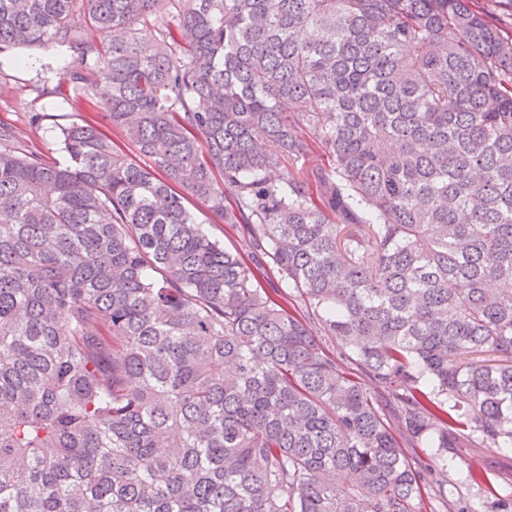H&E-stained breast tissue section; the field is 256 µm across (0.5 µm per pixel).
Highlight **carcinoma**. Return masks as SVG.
Segmentation results:
<instances>
[{
    "instance_id": "carcinoma-1",
    "label": "carcinoma",
    "mask_w": 512,
    "mask_h": 512,
    "mask_svg": "<svg viewBox=\"0 0 512 512\" xmlns=\"http://www.w3.org/2000/svg\"><path fill=\"white\" fill-rule=\"evenodd\" d=\"M510 25L512 0H0V56L107 84L149 160L83 120L62 165L0 124V512H419L434 465L404 449L512 447ZM312 145L328 165L283 176ZM211 235L224 244L229 250L238 249L241 252L244 245V233L241 226H233L232 224H207Z\"/></svg>"
}]
</instances>
